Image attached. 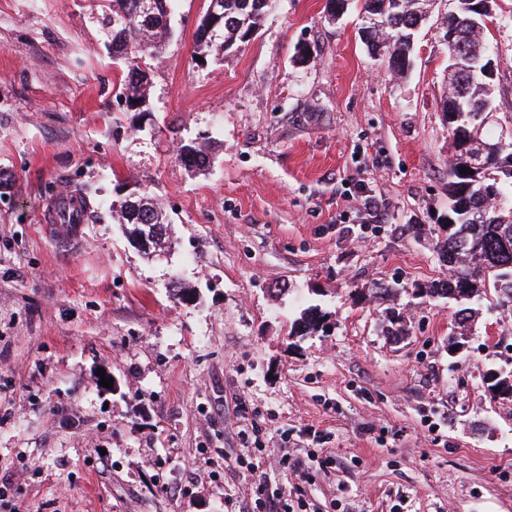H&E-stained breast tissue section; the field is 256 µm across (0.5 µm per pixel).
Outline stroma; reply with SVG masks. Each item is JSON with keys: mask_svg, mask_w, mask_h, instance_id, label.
<instances>
[{"mask_svg": "<svg viewBox=\"0 0 512 512\" xmlns=\"http://www.w3.org/2000/svg\"><path fill=\"white\" fill-rule=\"evenodd\" d=\"M206 7L171 0L142 114L105 0H0V512H253L260 484L305 512H512V402L483 382L512 369V306L487 295L453 355L456 302L420 294L447 273L452 0L402 75L369 53L361 0H276L248 43L200 55ZM486 46L505 119L512 0ZM189 141L208 169L181 164ZM134 192L167 215L164 255L116 219ZM74 193L72 232L54 206ZM375 284L401 291L400 341ZM313 304L325 330L293 335Z\"/></svg>", "mask_w": 512, "mask_h": 512, "instance_id": "obj_1", "label": "stroma"}]
</instances>
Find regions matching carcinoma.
Wrapping results in <instances>:
<instances>
[{
    "label": "carcinoma",
    "mask_w": 512,
    "mask_h": 512,
    "mask_svg": "<svg viewBox=\"0 0 512 512\" xmlns=\"http://www.w3.org/2000/svg\"><path fill=\"white\" fill-rule=\"evenodd\" d=\"M432 0H364L367 26L366 46L373 54L388 59L394 71H405L406 62L419 26L426 19ZM456 9L444 18L446 29L454 35L448 51L459 52L462 67L453 63L448 77V96L444 103L452 153L448 158V224L440 244L448 265V277L425 289L427 296H440L459 303L455 325L461 329L450 346L464 339L475 308L487 289L498 298L512 302V146L500 153H490L485 145L498 138L499 118L486 122L478 110L494 104V83L481 77L485 54L486 27L481 20L482 0H456ZM154 23L142 27L132 11V0H109L106 20L118 21L113 27L112 56L122 60L126 76L120 96L126 103L148 102V75H139V59L160 52L172 34L169 20L170 0H156ZM270 5L266 0H224V21L217 36L207 41L195 40L203 53L220 40L224 49L237 47L256 32L258 21ZM182 165L204 170L211 159L195 143H185L178 154ZM471 173L465 174L461 169ZM150 226L157 228L152 243L156 251L168 248V224L154 200H141ZM118 221L130 225L131 237L146 232L142 223L130 220V207L123 202ZM326 313L317 306L303 310L293 323L295 334L304 336L318 329ZM487 390L491 398L512 401V372L493 374Z\"/></svg>",
    "instance_id": "1"
}]
</instances>
